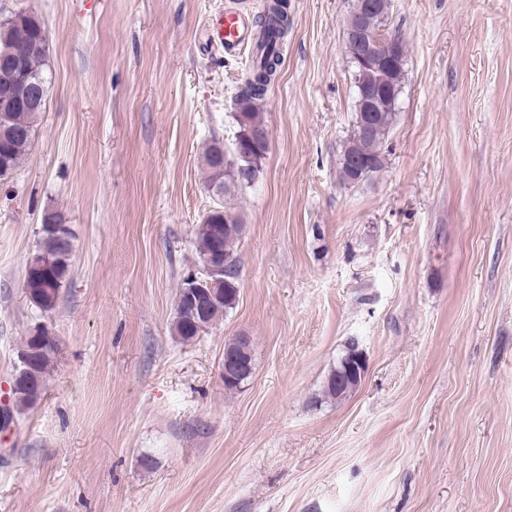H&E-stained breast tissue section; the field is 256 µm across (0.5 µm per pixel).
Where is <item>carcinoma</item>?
<instances>
[{
	"label": "carcinoma",
	"mask_w": 512,
	"mask_h": 512,
	"mask_svg": "<svg viewBox=\"0 0 512 512\" xmlns=\"http://www.w3.org/2000/svg\"><path fill=\"white\" fill-rule=\"evenodd\" d=\"M257 40L252 67L241 85L237 97L244 99L249 106L244 120L246 128L254 132H267L259 103L262 101L269 87L275 82L278 69L282 63L281 47L288 36L290 21L288 15V0H265L262 11L255 20ZM45 23L36 15H28L13 22L9 27L0 31V50L8 43L17 46L43 44L35 49L28 57V66L32 72L39 74L43 79L44 87H49L51 73L48 65L49 44L43 42L42 28ZM404 63L379 68H360L351 66L352 74L358 80L380 85L384 88L397 89L403 78ZM43 113L41 109H25L18 107L5 115L7 124L13 128H23L26 136L10 144L6 153L0 151V178L11 175L25 160L32 145L37 122ZM396 116V107L386 106L378 113L377 126L368 137L358 141L347 139L339 159V179L344 184L355 183V175L348 168L345 159L351 154L364 158L368 166L378 173L385 169L388 158L386 141ZM218 141H211L204 149L202 155V170L205 185H210L218 175L214 170L211 157L217 150ZM268 148L262 146L259 152L251 153V159L236 156V148L228 150L230 160L225 167L235 171L236 179L228 181L225 185L224 196L218 199L215 207L211 209L210 222L199 224L196 228L195 248L199 258L207 256L211 250L213 239L218 238L224 246V259L227 265L224 268V299L209 305L206 322L214 325L227 311L235 305L240 290V265L235 247L242 234L243 226L240 218L224 205V198L230 197L253 184L260 174L262 163ZM41 225V235L35 252L33 268L28 272L24 281V288L35 301L34 307L40 312H49L56 307L60 290L69 280L70 254L64 247L53 229V226ZM174 333L184 342L197 338L193 325L184 319L181 313H176L173 323ZM55 341L53 337L43 330H36L25 338V351L29 362L20 366V371L26 380L12 385V399L17 410L21 411L35 407L45 391V378L50 366L51 355L54 352ZM363 375L356 374L348 378V385L339 387L336 380L326 379L323 386L322 397L329 400H342L350 395L361 383Z\"/></svg>",
	"instance_id": "cac0c4a2"
}]
</instances>
